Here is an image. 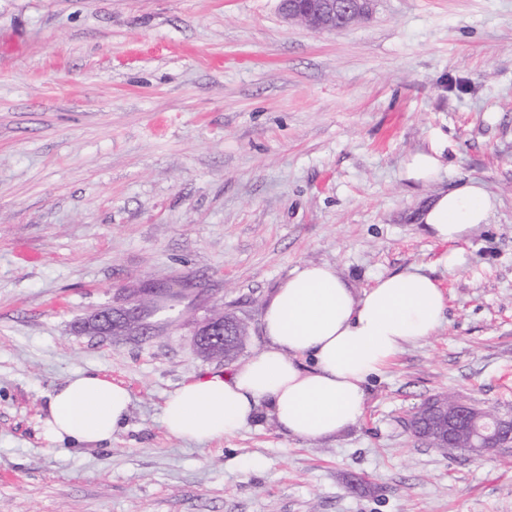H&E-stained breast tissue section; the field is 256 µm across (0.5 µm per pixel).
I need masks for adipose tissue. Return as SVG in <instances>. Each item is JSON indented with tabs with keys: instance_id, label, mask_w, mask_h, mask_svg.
Here are the masks:
<instances>
[{
	"instance_id": "ef3b65f1",
	"label": "adipose tissue",
	"mask_w": 512,
	"mask_h": 512,
	"mask_svg": "<svg viewBox=\"0 0 512 512\" xmlns=\"http://www.w3.org/2000/svg\"><path fill=\"white\" fill-rule=\"evenodd\" d=\"M495 199L477 180L438 191L419 221L441 243L487 223ZM448 311L438 284L420 269L379 276L362 292L328 263H305L281 280L262 313L263 347L229 371H207L170 394L162 424L172 436L208 442L234 435L260 412L278 430L308 441L354 426L367 384L405 346L433 336ZM129 391L99 374H71L49 396L53 443L111 440L129 412Z\"/></svg>"
}]
</instances>
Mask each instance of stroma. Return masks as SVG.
<instances>
[{
	"instance_id": "35a3bbf8",
	"label": "stroma",
	"mask_w": 512,
	"mask_h": 512,
	"mask_svg": "<svg viewBox=\"0 0 512 512\" xmlns=\"http://www.w3.org/2000/svg\"><path fill=\"white\" fill-rule=\"evenodd\" d=\"M277 4L0 0V512H512V447L444 454L406 427L439 392L512 416V0H375L320 33ZM433 147L441 185L498 201L454 244L416 220L437 186L403 176ZM309 262L360 290L422 267L446 321L336 438L266 418L170 436L166 397L231 366L199 354L198 324L235 312L250 357L268 295ZM159 283L153 334L82 330ZM75 371L132 397L90 448L44 434Z\"/></svg>"
}]
</instances>
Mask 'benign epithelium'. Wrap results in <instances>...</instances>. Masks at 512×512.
Segmentation results:
<instances>
[{
    "label": "benign epithelium",
    "instance_id": "obj_1",
    "mask_svg": "<svg viewBox=\"0 0 512 512\" xmlns=\"http://www.w3.org/2000/svg\"><path fill=\"white\" fill-rule=\"evenodd\" d=\"M288 21L298 20L309 29L333 32L351 26L372 13L374 0H279ZM145 304L140 297L119 307H106L85 321V329L95 336H139L146 333L142 323ZM224 332L223 314L206 318L196 329L194 342L202 354L216 353L224 345L215 334ZM416 440L430 448L450 447L472 458L492 456L512 447V417L483 410L470 403L448 400L444 394L430 397L408 419Z\"/></svg>",
    "mask_w": 512,
    "mask_h": 512
}]
</instances>
